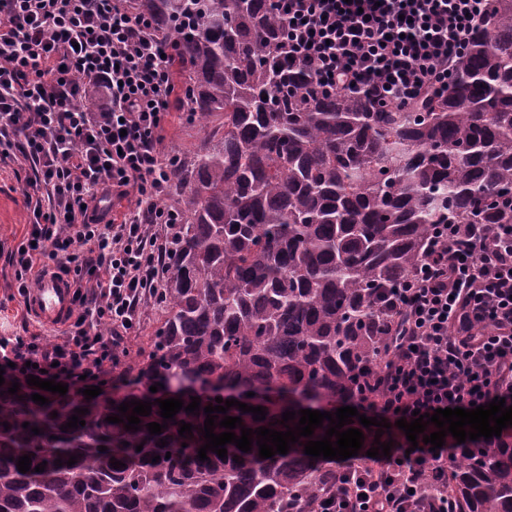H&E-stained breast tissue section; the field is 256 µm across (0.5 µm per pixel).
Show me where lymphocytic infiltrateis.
Wrapping results in <instances>:
<instances>
[{"label":"lymphocytic infiltrate","mask_w":512,"mask_h":512,"mask_svg":"<svg viewBox=\"0 0 512 512\" xmlns=\"http://www.w3.org/2000/svg\"><path fill=\"white\" fill-rule=\"evenodd\" d=\"M289 67L316 92H365L401 108L448 89L454 63L490 0H272ZM162 41L130 0H0V163L26 172L35 204L27 240L9 255L18 294L47 267L69 276L74 310L63 340L0 336V368L31 365L71 390L111 381L130 353L142 304L159 293L174 210L162 149L178 90ZM98 89L83 103L86 83ZM134 206L114 218L112 199ZM433 251L392 293L397 336L384 378L359 413L385 418L389 456L336 463L321 512H455L419 495L447 483L452 452L411 448L401 411L512 406V224L435 227Z\"/></svg>","instance_id":"f902f5d3"}]
</instances>
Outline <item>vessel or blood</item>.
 <instances>
[{"label":"vessel or blood","mask_w":512,"mask_h":512,"mask_svg":"<svg viewBox=\"0 0 512 512\" xmlns=\"http://www.w3.org/2000/svg\"><path fill=\"white\" fill-rule=\"evenodd\" d=\"M29 313L49 326H62L73 309V288L61 272L50 270L41 275L25 296Z\"/></svg>","instance_id":"1"}]
</instances>
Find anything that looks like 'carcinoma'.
I'll return each instance as SVG.
<instances>
[{
	"label": "carcinoma",
	"instance_id": "obj_1",
	"mask_svg": "<svg viewBox=\"0 0 512 512\" xmlns=\"http://www.w3.org/2000/svg\"><path fill=\"white\" fill-rule=\"evenodd\" d=\"M133 6L158 37L177 39L181 109L217 118L222 133L169 169L180 223L161 298L146 300L162 318L148 349L116 369L130 379L117 387L122 398L22 381L11 395L14 378L4 376L0 512H318L333 461L310 457L304 444L322 439L329 421L286 455L261 459L255 443L249 452L227 444L226 458L200 461L204 408L216 399L152 435L147 424L163 423L155 400L179 397L186 407L208 386L266 408L262 421L229 408L242 427L285 432L300 419L281 424L287 410L363 395L390 334V289L424 261L434 225L512 224V0L490 3L448 90L413 112L317 94L305 73L288 72L284 22L270 0ZM35 393L49 404L34 403ZM132 399L152 401L140 430L105 421ZM76 408L88 409L85 425L61 430ZM182 420L192 433L179 435ZM24 454L32 463L21 473ZM113 458L126 467L112 468ZM449 497L459 512H512V440L458 449Z\"/></svg>",
	"mask_w": 512,
	"mask_h": 512
}]
</instances>
